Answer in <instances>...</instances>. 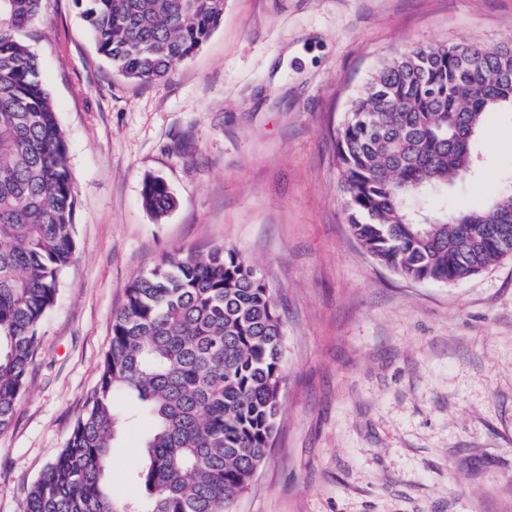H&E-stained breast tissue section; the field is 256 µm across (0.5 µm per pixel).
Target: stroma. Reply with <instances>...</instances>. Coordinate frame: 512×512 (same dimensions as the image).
<instances>
[{
  "mask_svg": "<svg viewBox=\"0 0 512 512\" xmlns=\"http://www.w3.org/2000/svg\"><path fill=\"white\" fill-rule=\"evenodd\" d=\"M36 55L76 194V253L0 432V512H24L96 387L112 316L179 250L241 252L275 290L285 372L278 430L232 512H512V256L454 286L404 279L346 223L336 131L377 65L408 43L512 40V0H224L221 25L169 79L112 73L76 0H43ZM461 194L477 209L512 171V112L486 117ZM177 200L144 206L146 177ZM144 421L112 450L136 500Z\"/></svg>",
  "mask_w": 512,
  "mask_h": 512,
  "instance_id": "35a3bbf8",
  "label": "stroma"
}]
</instances>
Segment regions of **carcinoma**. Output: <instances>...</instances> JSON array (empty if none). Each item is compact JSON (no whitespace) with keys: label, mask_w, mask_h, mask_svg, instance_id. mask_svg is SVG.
I'll return each instance as SVG.
<instances>
[{"label":"carcinoma","mask_w":512,"mask_h":512,"mask_svg":"<svg viewBox=\"0 0 512 512\" xmlns=\"http://www.w3.org/2000/svg\"><path fill=\"white\" fill-rule=\"evenodd\" d=\"M76 2L112 70L141 84L167 79L224 15V0ZM41 6L0 0V430L12 423L75 249L68 142L18 36ZM490 112H512V41L406 44L352 97L336 168L350 233L375 261L451 285L512 254V177L480 209L411 205L465 187ZM143 201L157 217L175 206L159 177L145 180ZM284 371L274 289L250 261L222 245L166 257L131 280L98 386L25 512H230L277 432ZM142 417L145 495L120 500L112 448Z\"/></svg>","instance_id":"obj_1"}]
</instances>
